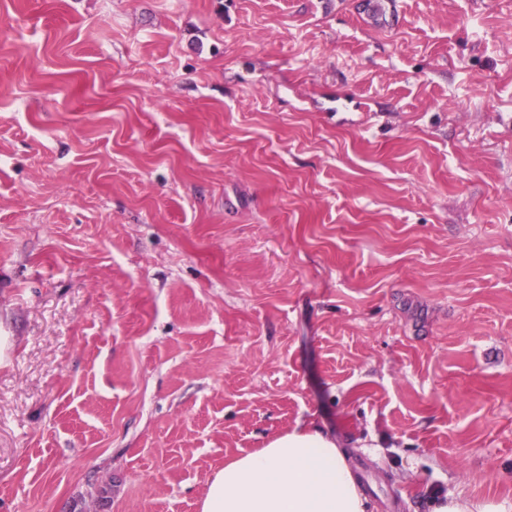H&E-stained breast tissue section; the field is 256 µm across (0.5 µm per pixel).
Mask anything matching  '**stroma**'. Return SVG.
Here are the masks:
<instances>
[{"label": "stroma", "mask_w": 512, "mask_h": 512, "mask_svg": "<svg viewBox=\"0 0 512 512\" xmlns=\"http://www.w3.org/2000/svg\"><path fill=\"white\" fill-rule=\"evenodd\" d=\"M311 420L512 512V0H0V512Z\"/></svg>", "instance_id": "35a3bbf8"}]
</instances>
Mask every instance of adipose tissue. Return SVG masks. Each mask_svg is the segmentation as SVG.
<instances>
[{"label": "adipose tissue", "mask_w": 512, "mask_h": 512, "mask_svg": "<svg viewBox=\"0 0 512 512\" xmlns=\"http://www.w3.org/2000/svg\"><path fill=\"white\" fill-rule=\"evenodd\" d=\"M345 451L316 424L268 439L209 481L201 512H366Z\"/></svg>", "instance_id": "adipose-tissue-1"}]
</instances>
